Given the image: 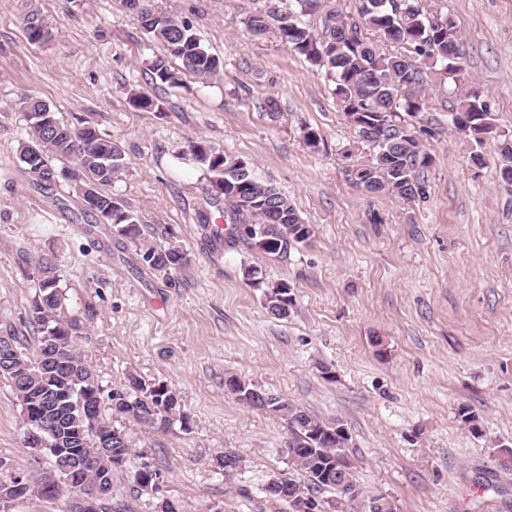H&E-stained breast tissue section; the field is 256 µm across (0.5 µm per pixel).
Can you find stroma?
Here are the masks:
<instances>
[{
    "instance_id": "obj_1",
    "label": "stroma",
    "mask_w": 512,
    "mask_h": 512,
    "mask_svg": "<svg viewBox=\"0 0 512 512\" xmlns=\"http://www.w3.org/2000/svg\"><path fill=\"white\" fill-rule=\"evenodd\" d=\"M158 5L193 22L223 73L155 83L148 66L164 49L124 0H0V336L29 335L38 263L53 261L102 385L136 372L171 387L190 415L187 433L126 425L183 512L215 502L256 512L261 483L286 467V422L238 402L224 386L231 375L341 420L364 494L388 497L396 512H512V186L499 177L512 164L501 152L512 142V0H435L462 34L468 79L496 132L475 146L449 123L447 87L431 86L428 110L406 119L434 158L426 199L411 202L348 180L359 143L324 72L276 32L252 35V0ZM33 9L51 34L40 46L24 30ZM134 92L162 111L131 106ZM30 94L120 143L128 166L111 190L150 241L184 250L170 279L140 270L133 247L104 233L70 192L65 163L44 188L23 173L30 129L18 102ZM308 128L318 149L304 143ZM199 138L285 193L313 228L309 243L279 258L215 241L198 221L206 175L183 156ZM477 150L484 166L471 159ZM247 265L265 283H292L288 319L267 314ZM464 407L478 430L462 421ZM23 435L0 380V459L30 472ZM227 450L243 458L230 477L216 461Z\"/></svg>"
}]
</instances>
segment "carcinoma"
<instances>
[{"instance_id": "1", "label": "carcinoma", "mask_w": 512, "mask_h": 512, "mask_svg": "<svg viewBox=\"0 0 512 512\" xmlns=\"http://www.w3.org/2000/svg\"><path fill=\"white\" fill-rule=\"evenodd\" d=\"M258 5L244 19L245 26L255 35L270 28L289 51L311 65L325 70L334 82V94L341 111L350 119L360 143L368 152L352 160L360 170L362 185L371 194H394L408 201L427 197L424 171L433 164V157L422 146L399 114L415 115L429 104L428 87L435 81L446 82L448 93L456 98L452 108L455 117L451 125L465 134L475 145L482 146L495 130L494 118L480 91L467 84V74L457 54L463 46L462 36L453 21L431 6V0H358L357 15L348 16L333 7H326L327 19L320 27L305 22V5L311 0H258ZM139 26L151 40L160 43L165 55L150 63L152 78L162 85L177 87L181 71H186L206 83L223 69L221 59L209 52L194 30L190 19L173 14L136 17ZM380 34L383 41L397 47L384 50L366 32ZM181 63L173 69L169 59ZM30 122V140L21 144L19 161L25 173L39 183H49L55 176L53 162L74 160L65 171L72 191L90 209L101 224H108L120 244L135 247L141 269L155 276L169 278L186 261L177 246H165L149 241L139 216L121 208L107 216L114 194L103 187L114 182L115 175L125 170L128 161L118 142L100 134L87 120L72 126L61 120L49 105L33 96L19 102ZM188 155L200 165L209 184L224 187L221 195L211 194L208 206L230 225L225 241L234 247L240 240L256 246V234L265 228L269 239L276 242L263 252L285 257L297 245L312 237L311 225L304 223L289 198L273 184L253 174L251 163L224 152L209 142H191ZM96 193L100 208L93 209L86 198L87 190ZM292 284L282 279L266 285L263 306L279 320L288 318L293 298H284L283 288ZM38 291L29 309L36 315L27 317L33 328V342L8 337L20 352L22 362L14 370L0 371L20 407L34 401L47 388L68 392L72 405L63 411L65 431L87 427L82 403H95L91 392L102 389L93 366L82 356L77 340L81 336L80 319L66 309L65 292L60 286L56 267L50 261L39 263ZM64 350L76 358L78 368L56 363L53 355ZM231 393L243 405L279 416L288 424L290 436L281 453L288 461V471L301 472L306 481L288 478L291 493L309 497L317 505L318 495L329 492L325 500L331 512H349L352 505H362V512H373L370 498L355 493L359 489L353 464L345 449L336 444L331 431L341 424L336 419L326 421L309 413L301 405L283 396L264 392L259 397L256 385L238 377L228 380ZM112 403L98 409V432L117 431L122 436L120 447L125 461L140 453L125 432L124 421L155 426V419L166 420L189 431V417L166 384L150 382L136 373L125 375L123 382L112 387ZM157 398L164 402L163 410L152 414L135 404L138 397ZM97 432L85 434L79 455L86 464L79 470L83 486L93 489L99 472L110 466L107 457H96ZM224 475L231 476L241 468L242 458L233 450L222 456ZM110 484L104 495V512H130L126 501Z\"/></svg>"}]
</instances>
